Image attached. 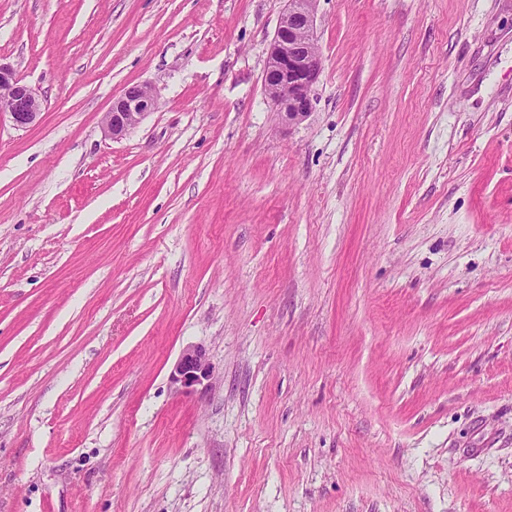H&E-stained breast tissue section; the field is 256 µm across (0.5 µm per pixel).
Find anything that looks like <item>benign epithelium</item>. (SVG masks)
<instances>
[{"label":"benign epithelium","mask_w":512,"mask_h":512,"mask_svg":"<svg viewBox=\"0 0 512 512\" xmlns=\"http://www.w3.org/2000/svg\"><path fill=\"white\" fill-rule=\"evenodd\" d=\"M316 0H287L266 57L263 83L282 123L298 125L312 109L311 92L321 71L315 43ZM157 108V100L145 86L135 85L112 101L104 117L105 135L120 139ZM42 111L36 92L20 80L12 67L0 63V114L13 125L27 128ZM212 376V366L203 347L189 345L175 363L170 380L188 391Z\"/></svg>","instance_id":"1"}]
</instances>
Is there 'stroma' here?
<instances>
[{
  "mask_svg": "<svg viewBox=\"0 0 512 512\" xmlns=\"http://www.w3.org/2000/svg\"><path fill=\"white\" fill-rule=\"evenodd\" d=\"M285 7L0 0V512H512V0ZM266 57L263 83L282 123L298 125L312 109L321 71L315 43L316 0H287ZM42 111L36 92L20 80L12 67L0 62V114L10 116L13 125L27 128L35 124ZM157 108V100L145 86L135 85L112 101L104 117L105 135L121 139ZM212 376V366L202 346L189 345L175 363L170 380L174 385L188 392L195 386L204 384Z\"/></svg>",
  "mask_w": 512,
  "mask_h": 512,
  "instance_id": "35a3bbf8",
  "label": "stroma"
}]
</instances>
